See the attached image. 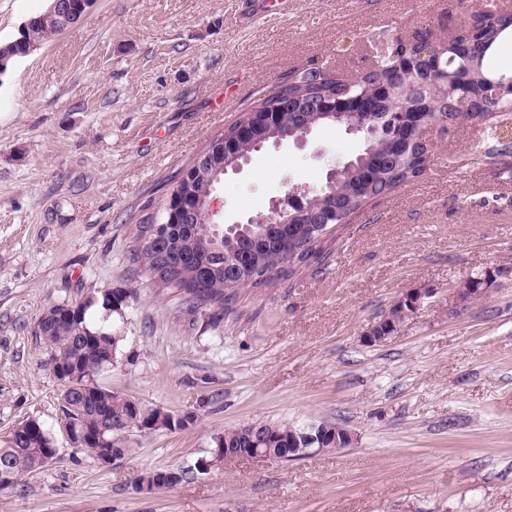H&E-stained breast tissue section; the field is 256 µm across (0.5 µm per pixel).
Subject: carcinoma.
<instances>
[{
	"label": "carcinoma",
	"instance_id": "1",
	"mask_svg": "<svg viewBox=\"0 0 512 512\" xmlns=\"http://www.w3.org/2000/svg\"><path fill=\"white\" fill-rule=\"evenodd\" d=\"M512 32V12L489 9L470 16L454 44L445 50L436 49L440 62L453 74L452 91L446 94L424 92L404 98L401 112H390L385 106L372 113L378 119L381 132L365 135V148L353 162L344 166L336 181L325 186L307 201V212L320 216L321 222L309 224L303 214H292L286 224H241L229 231L218 224H192L162 207L159 216L137 225L132 249L133 261L144 267L160 288H174L184 296L193 310L207 305L235 303L247 288H263L285 274L297 275L311 260L324 254L327 234L344 224V219L359 212L366 204L383 198L395 189L421 177L427 170L428 147L415 140L419 126L440 116L448 121L456 118L453 104L463 97L483 110L482 116L498 120L490 112L495 102L485 93L495 84L512 76L492 69L488 59L501 39ZM58 35L56 29L40 26L27 29L25 43H44ZM383 63L365 73L359 82L349 83L337 78L327 65L313 66L279 83L272 94L261 98L248 112L233 123L224 134L206 148L211 151L219 143L227 144V153L246 155L252 152L253 140L265 137L270 141L283 135L293 138L306 124L324 126L327 120L318 111L288 110V101H327L338 104L364 91L380 99L386 88L395 89L393 71L388 69L392 56H406L419 70L429 64L421 57L427 45L411 46L385 36L374 40ZM271 115L272 122L259 119ZM202 164V156L192 162L187 180L176 181L169 191L188 184L205 192L209 178L194 166ZM132 292L117 289L104 295L88 296L68 304H55L44 312L38 323V336L47 355L46 365L68 367L78 373L80 381L92 385L86 395L75 396L71 391L62 395L60 409L64 416L93 425L102 420L113 430L107 432L108 450L120 460L132 448L121 440L130 429L151 431L142 412L135 411L125 397L99 384L97 377L112 368L121 329L110 322L114 314L123 317ZM198 420V414L186 412L171 416L162 428L186 430ZM286 422H259L251 432L235 429L212 437V451L205 457L213 461L224 448H286ZM54 440L44 425L27 419L16 426L14 439L0 445V473L11 477L0 482V496L14 491L19 478L45 466L41 458L20 452L22 448H49Z\"/></svg>",
	"mask_w": 512,
	"mask_h": 512
}]
</instances>
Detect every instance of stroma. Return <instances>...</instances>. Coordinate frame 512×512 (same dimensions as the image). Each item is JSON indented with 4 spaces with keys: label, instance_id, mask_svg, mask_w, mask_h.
Listing matches in <instances>:
<instances>
[{
    "label": "stroma",
    "instance_id": "35a3bbf8",
    "mask_svg": "<svg viewBox=\"0 0 512 512\" xmlns=\"http://www.w3.org/2000/svg\"><path fill=\"white\" fill-rule=\"evenodd\" d=\"M49 0H0V43ZM482 0H96L79 24L0 74V437L34 418L56 457L0 512H512V149L474 155L487 123L429 135L417 180L342 225L292 278L190 314L131 259L178 173L284 74L371 64L380 34L447 35ZM233 100L217 105L225 87ZM361 134L318 127L253 153L216 195L223 224L317 192ZM496 288L456 305L466 277ZM133 289L101 384L195 427L127 431L111 465L63 435L62 387L37 322L54 304ZM411 288L434 289L398 333L360 337ZM265 421L332 423L353 442L280 462L239 459L144 494L141 471L208 456Z\"/></svg>",
    "mask_w": 512,
    "mask_h": 512
}]
</instances>
